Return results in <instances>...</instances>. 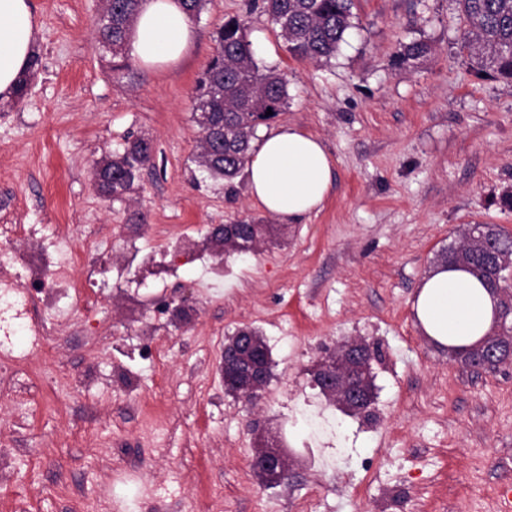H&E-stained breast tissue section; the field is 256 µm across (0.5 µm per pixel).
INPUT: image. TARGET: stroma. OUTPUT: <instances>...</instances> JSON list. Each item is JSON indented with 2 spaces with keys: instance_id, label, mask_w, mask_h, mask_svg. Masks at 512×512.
<instances>
[{
  "instance_id": "35a3bbf8",
  "label": "stroma",
  "mask_w": 512,
  "mask_h": 512,
  "mask_svg": "<svg viewBox=\"0 0 512 512\" xmlns=\"http://www.w3.org/2000/svg\"><path fill=\"white\" fill-rule=\"evenodd\" d=\"M29 2L40 66L22 102H0V224L49 243L108 231L112 244L85 299L49 320L47 356L0 375V512H91L102 495L108 512H298L311 489L313 512H494L512 484V366H462L412 307L463 226L512 229V81L458 53L452 0H357L322 62L295 60L254 0H207L198 39L162 72L113 70L101 0ZM231 18L257 64L288 77L276 125L318 137L334 163L322 208L296 221L260 208L247 177L215 180L195 161L190 95ZM413 41L431 55L398 62ZM131 135L151 139L153 164L125 199L102 197L93 165ZM241 221L283 234L220 263L162 252ZM175 291L195 309L177 327L153 306ZM244 327L271 358L253 408L219 372ZM358 338L382 351L367 419L312 379L324 351ZM251 419L283 434L298 481L263 486Z\"/></svg>"
}]
</instances>
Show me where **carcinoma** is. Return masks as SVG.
Instances as JSON below:
<instances>
[{"label":"carcinoma","instance_id":"1","mask_svg":"<svg viewBox=\"0 0 512 512\" xmlns=\"http://www.w3.org/2000/svg\"><path fill=\"white\" fill-rule=\"evenodd\" d=\"M143 0H112V12L99 17L97 34L102 50L127 67L125 51L129 34ZM460 19L457 42L460 55L480 72L491 70L512 78V0H452ZM355 0H263L264 12L280 29L288 52L296 59L317 61L336 53L351 27ZM245 22L230 19L218 28L219 50L198 79L191 95L192 116L206 117L207 134L198 140L196 163L215 179L232 181L245 168L248 152L258 140L266 111L278 116L288 106V78L274 69L258 67L251 44L245 40ZM432 48L423 41L406 45V60L425 58ZM39 56L31 59L19 80L15 101L28 93L36 76ZM152 142L137 136L123 152L96 163L93 173L97 191L121 199L135 191L142 170L152 163ZM239 251H254L255 242L270 241L265 232L254 233L252 225L235 231ZM457 261L476 276L491 275L496 259L490 251H465Z\"/></svg>","mask_w":512,"mask_h":512}]
</instances>
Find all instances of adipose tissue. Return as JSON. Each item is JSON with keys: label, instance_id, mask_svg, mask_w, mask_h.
I'll use <instances>...</instances> for the list:
<instances>
[{"label": "adipose tissue", "instance_id": "1", "mask_svg": "<svg viewBox=\"0 0 512 512\" xmlns=\"http://www.w3.org/2000/svg\"><path fill=\"white\" fill-rule=\"evenodd\" d=\"M38 34L28 0H0V100L11 98ZM195 38L181 0H143L129 36L130 53L143 67L160 69L179 62ZM247 170L254 201L288 220L318 210L332 187L333 163L323 143L295 126L265 133ZM497 302L474 275L441 264L421 281L413 309L426 336L464 348L492 332Z\"/></svg>", "mask_w": 512, "mask_h": 512}]
</instances>
